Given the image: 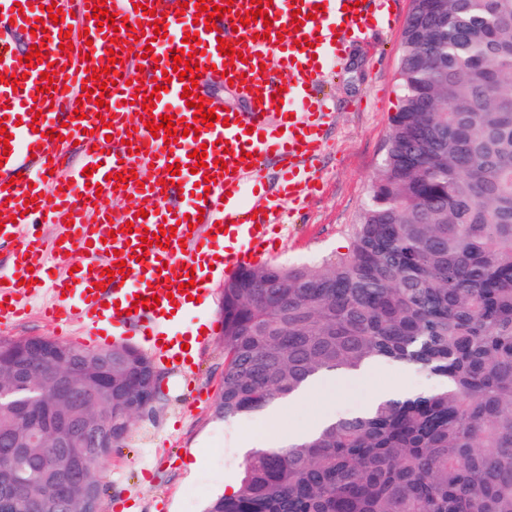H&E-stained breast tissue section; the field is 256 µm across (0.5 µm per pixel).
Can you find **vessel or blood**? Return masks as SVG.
<instances>
[{"instance_id":"1","label":"vessel or blood","mask_w":512,"mask_h":512,"mask_svg":"<svg viewBox=\"0 0 512 512\" xmlns=\"http://www.w3.org/2000/svg\"><path fill=\"white\" fill-rule=\"evenodd\" d=\"M107 0L109 12L127 18L128 27L98 28L93 0H0V118L11 136L8 156L0 158V245L11 249V264L0 271V324L26 315L31 303L44 299L42 312L56 328L90 321L89 342L106 345L109 330L141 336L148 354L173 364L186 363L188 342L204 333H170L171 312L192 308L204 296L212 266L233 271L248 267L257 252L270 249V230L281 223L287 204L319 187V163L333 112L317 90L331 66L344 55L347 33L369 37L392 0H272L268 21L241 24L239 15L253 10L252 0H233L230 12L207 30L196 20L197 2L221 0ZM323 11H315V4ZM62 10L53 22L48 6ZM162 16L163 27L190 33L189 43L172 50L153 48L154 28L148 11ZM301 11L294 23L293 11ZM144 23V35L134 25ZM42 33H34V25ZM73 29V46L61 49L59 34ZM25 32L26 45L39 46L44 62L16 59L13 31ZM243 53L242 59L220 54L219 39ZM194 54L211 84L232 83L245 110L228 115L221 103L204 98L216 115L213 125H200L195 136L184 135L194 111L182 96L179 79H165L172 70L173 50ZM116 63H109V56ZM109 69L112 82L100 85L90 69ZM53 71L52 86L43 72ZM15 75L17 86L5 77ZM103 89L109 107L78 105L83 88ZM152 97V121L174 116L179 133L152 135L139 118L141 98ZM109 123H101V116ZM60 131L76 143L80 162L65 167L57 141ZM205 148L206 166L193 151ZM180 166L172 174L171 166ZM92 168L84 176V168ZM136 172L127 194L142 201L135 208L112 213L116 175ZM52 203L56 239L48 243L28 229L33 216L25 202ZM175 229L168 246L144 247L145 233ZM124 260L126 275L103 283L104 268ZM192 283L190 294L181 284ZM159 296L155 307L143 299Z\"/></svg>"}]
</instances>
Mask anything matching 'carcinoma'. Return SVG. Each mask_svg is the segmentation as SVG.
Here are the masks:
<instances>
[{"mask_svg":"<svg viewBox=\"0 0 512 512\" xmlns=\"http://www.w3.org/2000/svg\"><path fill=\"white\" fill-rule=\"evenodd\" d=\"M400 106L352 249L308 266L265 264L224 281V381L215 412H261L309 378L400 363L439 380L310 437L249 452L237 490L204 512H512V0H417L402 39ZM112 397L81 415L112 421L113 448L143 415L154 362L124 345ZM52 377L0 368V467L26 498L54 495L27 469L53 452L29 419ZM101 448L80 459L71 512L99 502Z\"/></svg>","mask_w":512,"mask_h":512,"instance_id":"obj_1","label":"carcinoma"}]
</instances>
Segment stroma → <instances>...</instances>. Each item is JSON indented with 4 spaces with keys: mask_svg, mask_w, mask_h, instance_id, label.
<instances>
[{
    "mask_svg": "<svg viewBox=\"0 0 512 512\" xmlns=\"http://www.w3.org/2000/svg\"><path fill=\"white\" fill-rule=\"evenodd\" d=\"M411 0H395L389 19L371 40L351 42L327 78L323 94L334 107L321 159L319 192L297 202L287 223L274 229L277 248L258 264L296 265L348 252L368 200L400 105L402 35ZM224 283L206 303L186 311L174 326H195L209 337L193 368L161 365L152 410L137 418L126 440L99 467L100 512H201L227 481L237 480L254 438L280 444L287 431L310 426L331 412H356L391 387L410 392L434 387L430 377L397 363H380L364 379L330 392L313 390L285 413L217 418L224 378Z\"/></svg>",
    "mask_w": 512,
    "mask_h": 512,
    "instance_id": "1",
    "label": "stroma"
}]
</instances>
